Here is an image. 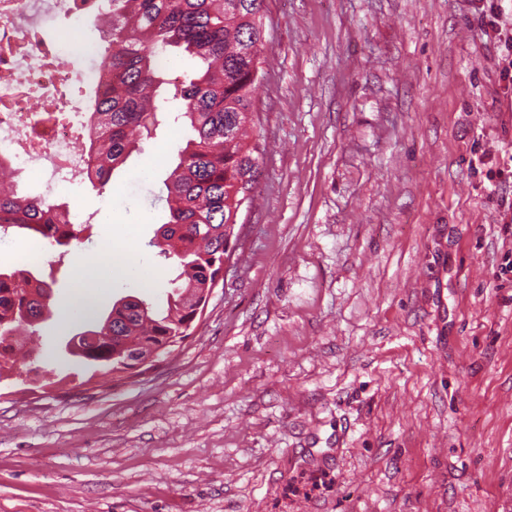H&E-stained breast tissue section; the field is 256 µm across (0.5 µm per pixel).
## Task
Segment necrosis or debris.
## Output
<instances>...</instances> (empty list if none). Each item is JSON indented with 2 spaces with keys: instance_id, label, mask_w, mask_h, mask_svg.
Returning a JSON list of instances; mask_svg holds the SVG:
<instances>
[{
  "instance_id": "obj_1",
  "label": "necrosis or debris",
  "mask_w": 512,
  "mask_h": 512,
  "mask_svg": "<svg viewBox=\"0 0 512 512\" xmlns=\"http://www.w3.org/2000/svg\"><path fill=\"white\" fill-rule=\"evenodd\" d=\"M111 0H0V168L28 195L53 202L90 178L83 148L90 100L74 83L98 76L99 40L47 39L56 21L109 28ZM86 62L87 72L69 68Z\"/></svg>"
}]
</instances>
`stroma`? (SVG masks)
<instances>
[{"label": "stroma", "mask_w": 512, "mask_h": 512, "mask_svg": "<svg viewBox=\"0 0 512 512\" xmlns=\"http://www.w3.org/2000/svg\"><path fill=\"white\" fill-rule=\"evenodd\" d=\"M245 229L183 343L79 379L61 351L129 294L165 309L151 247L193 131L140 139L79 190L91 237L57 261L42 376L0 384V512H512V258L503 200L470 166L512 148V93L471 0H264ZM158 157L146 167L150 157ZM135 247L110 287L76 256Z\"/></svg>", "instance_id": "35a3bbf8"}]
</instances>
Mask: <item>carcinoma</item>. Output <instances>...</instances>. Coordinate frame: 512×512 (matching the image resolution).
I'll use <instances>...</instances> for the list:
<instances>
[{
	"instance_id": "obj_1",
	"label": "carcinoma",
	"mask_w": 512,
	"mask_h": 512,
	"mask_svg": "<svg viewBox=\"0 0 512 512\" xmlns=\"http://www.w3.org/2000/svg\"><path fill=\"white\" fill-rule=\"evenodd\" d=\"M225 0H112V42L104 45L109 71L92 100L86 149L95 167L91 187L104 188L112 172L135 148L133 134L156 133L165 105L163 85L182 104L179 117L196 137L178 152L165 180L166 221L150 245L173 260L179 273L171 280L167 309L143 298L112 307L101 319L110 336L81 344L74 356L94 371L122 374L133 367L129 355L163 347L194 328L196 306L210 289L224 260V237L237 223L238 200L253 188L260 155L247 139L251 122L254 57L245 49L260 40L263 0H240L239 15L228 17ZM183 50L205 68L167 77L159 54L166 47ZM60 205L0 184V231L24 229L68 247L82 239L88 224H59ZM54 303L53 282L41 273L0 269V361L10 358L21 329L34 335L40 324L20 321L22 309L41 299Z\"/></svg>"
}]
</instances>
